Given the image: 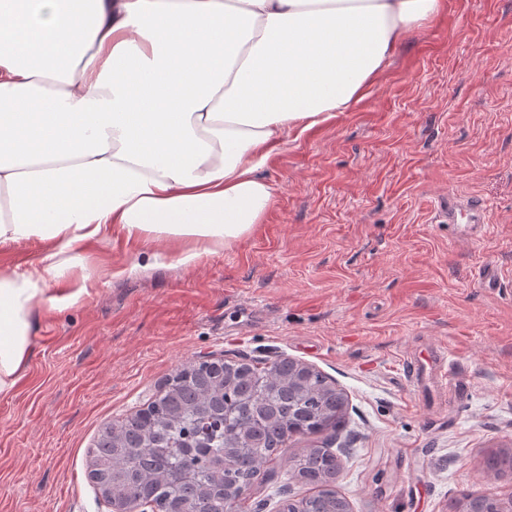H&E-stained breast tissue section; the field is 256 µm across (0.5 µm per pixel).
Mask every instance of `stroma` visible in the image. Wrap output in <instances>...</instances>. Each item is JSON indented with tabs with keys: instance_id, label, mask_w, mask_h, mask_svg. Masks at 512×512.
I'll use <instances>...</instances> for the list:
<instances>
[{
	"instance_id": "stroma-1",
	"label": "stroma",
	"mask_w": 512,
	"mask_h": 512,
	"mask_svg": "<svg viewBox=\"0 0 512 512\" xmlns=\"http://www.w3.org/2000/svg\"><path fill=\"white\" fill-rule=\"evenodd\" d=\"M264 177L262 224L192 265L150 264L122 236L79 247L95 282L50 285L23 379L0 395V512H110L87 476L101 427L206 356L314 366L345 397L337 426L289 439L253 501L312 496L288 477L328 445L351 512H450L463 492L512 495V0H446L348 112L288 142ZM477 198L474 240L436 223ZM493 268L498 284L478 282ZM443 347L460 399L413 390L407 361Z\"/></svg>"
}]
</instances>
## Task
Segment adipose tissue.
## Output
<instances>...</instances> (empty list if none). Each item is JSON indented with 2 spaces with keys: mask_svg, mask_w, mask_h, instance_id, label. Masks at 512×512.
I'll return each mask as SVG.
<instances>
[{
  "mask_svg": "<svg viewBox=\"0 0 512 512\" xmlns=\"http://www.w3.org/2000/svg\"><path fill=\"white\" fill-rule=\"evenodd\" d=\"M444 0H0V395L24 376L48 282L122 235L180 264L248 236L288 140L350 111ZM43 244L33 240L18 245H7L0 247V270L13 269L16 266L36 269V258Z\"/></svg>",
  "mask_w": 512,
  "mask_h": 512,
  "instance_id": "ef3b65f1",
  "label": "adipose tissue"
}]
</instances>
